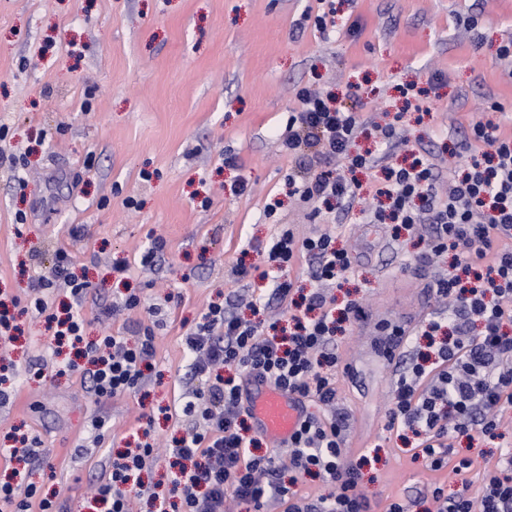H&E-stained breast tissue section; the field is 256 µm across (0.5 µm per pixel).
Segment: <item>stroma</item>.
Returning <instances> with one entry per match:
<instances>
[{
    "label": "stroma",
    "instance_id": "1",
    "mask_svg": "<svg viewBox=\"0 0 512 512\" xmlns=\"http://www.w3.org/2000/svg\"><path fill=\"white\" fill-rule=\"evenodd\" d=\"M333 32L316 30L322 0H0V301L24 298L31 277L57 251L92 288L83 303L86 334L130 336L153 327L156 362L138 392L97 407L80 373L60 375L43 319L16 314L9 358L16 394L0 405V445L29 431L41 455L25 468L0 459V482L35 483L56 493L59 512H94L89 487L106 477L118 451L150 428L159 445L193 428L172 407L186 372L183 336L209 303L251 289L267 293L258 270L284 229L297 237L336 234L355 273L334 289L337 305L359 302L364 316L337 336L344 370L336 406L350 416L345 458L361 462L370 512L393 500L429 512L430 483L477 492L465 479L413 460L388 426L393 381L412 342L386 357L393 324L421 330L437 312L432 286L447 262L420 264L426 242L394 237L367 221L379 169L356 172L352 206L314 222L287 193L293 165L281 147L288 114L306 85L335 95L368 121L352 152L399 163L373 125L405 129L442 177L464 164L460 150L473 117L512 114V0H334ZM415 83L426 96L408 102ZM498 112H491V105ZM246 178L244 193L234 191ZM275 213H268L269 203ZM25 224H18V216ZM166 242L148 272L118 282L111 267L139 258L150 238ZM255 274L235 279L238 265ZM129 293L145 308L106 321L103 311ZM44 362L43 377L26 373ZM109 417L111 434L93 443L90 421Z\"/></svg>",
    "mask_w": 512,
    "mask_h": 512
}]
</instances>
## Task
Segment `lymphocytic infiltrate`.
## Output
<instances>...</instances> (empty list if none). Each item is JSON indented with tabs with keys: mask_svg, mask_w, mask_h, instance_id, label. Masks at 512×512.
I'll return each mask as SVG.
<instances>
[{
	"mask_svg": "<svg viewBox=\"0 0 512 512\" xmlns=\"http://www.w3.org/2000/svg\"><path fill=\"white\" fill-rule=\"evenodd\" d=\"M297 98L300 106L289 113L282 141L300 168L299 175L288 178V193L310 206L316 219L323 204L355 200L356 170L374 168L376 161L370 154L349 151L366 129L359 113L306 87ZM470 128L471 138L463 145L467 161L449 179L447 197L438 195L434 163L418 157L406 166H384V179L373 192L380 203L372 223L412 232L429 225L430 252L453 255L450 271L434 282L448 311L430 319L424 331L434 342V358L427 364L409 363L399 374L389 425L416 436L412 457L423 460L430 471L462 476L481 467L482 485L475 495L465 487L450 495L443 484L432 483L427 496L433 512H512V449L500 450L496 459L481 465L454 449L459 437L474 432L501 438L503 415L512 410V336L505 331L512 326V133L490 119L472 121ZM266 256L268 268L260 277L287 312V325L274 320L262 330L213 302L184 335L188 376L197 386L184 393L180 411L196 426L168 450L177 465L169 490L173 512H227L231 499L254 512H263L271 502L282 504L284 512H369L359 490V468L343 457L346 416L305 413L287 445L284 465L258 454L257 438L247 433L251 414L243 384L253 378L292 393L298 401L334 406L341 364L335 334L340 323L363 315L355 301L340 315L332 313V288L355 272L350 252L337 247L334 235L319 232L299 241L285 229ZM303 257L313 261L315 286L300 297L281 273ZM69 266L67 255L58 253L51 271L32 278L24 308L86 359L83 383L102 405L143 384L144 371L156 358L154 331L144 328L133 340L105 331L86 340L82 307L90 283L73 276ZM57 287L71 299L63 319L45 299L46 290ZM156 448L150 439L113 459L95 496L100 512H130L132 499L144 494L134 476L153 460ZM306 476L321 479L327 493H303L299 485ZM0 512L57 508L35 485L19 489L1 483Z\"/></svg>",
	"mask_w": 512,
	"mask_h": 512,
	"instance_id": "lymphocytic-infiltrate-1",
	"label": "lymphocytic infiltrate"
}]
</instances>
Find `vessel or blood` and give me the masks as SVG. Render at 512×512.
<instances>
[{
    "mask_svg": "<svg viewBox=\"0 0 512 512\" xmlns=\"http://www.w3.org/2000/svg\"><path fill=\"white\" fill-rule=\"evenodd\" d=\"M247 406L257 431L278 445L292 438L303 419L302 407L293 395L262 380L250 385Z\"/></svg>",
    "mask_w": 512,
    "mask_h": 512,
    "instance_id": "obj_1",
    "label": "vessel or blood"
}]
</instances>
